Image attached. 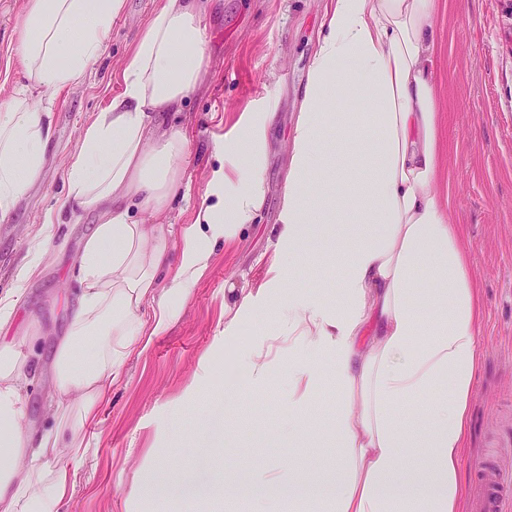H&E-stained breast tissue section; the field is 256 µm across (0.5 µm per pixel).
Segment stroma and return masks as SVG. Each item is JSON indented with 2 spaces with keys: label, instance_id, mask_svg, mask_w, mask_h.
Wrapping results in <instances>:
<instances>
[{
  "label": "stroma",
  "instance_id": "35a3bbf8",
  "mask_svg": "<svg viewBox=\"0 0 512 512\" xmlns=\"http://www.w3.org/2000/svg\"><path fill=\"white\" fill-rule=\"evenodd\" d=\"M23 0H0V104L26 84L19 61ZM159 0H126L112 39L84 80L56 100L47 161L39 181L0 221V297L12 294L35 252L43 260L16 299L8 335H37L51 360L54 335L67 322L69 273L96 215L86 211L50 242L38 232L62 194L66 164L84 127L112 95L121 71ZM327 0H214L204 21L209 80L180 115L189 140L182 181L189 191L164 218L169 241L192 223L206 192L213 146L239 112L271 108V150L264 171L268 193L255 224L231 244L215 242L210 265L181 306L177 320L150 349L130 358L95 422L86 425L88 460L74 479L65 512H254L246 488L257 473L278 478L292 463L302 479L324 483L342 460L336 446V395L324 386L303 412L288 406V339L275 322L271 372L262 393L249 381L244 357L261 326L246 321L224 333L229 283L256 286L274 250L288 149ZM506 0H438L433 30L439 46L436 78L448 166L437 179L482 287L479 324L485 347L475 385L470 429L461 459L463 512H475L474 464L492 459L512 486V16ZM300 418L316 435L288 436ZM167 473L165 494H141L144 479ZM210 478L205 494L176 493L175 477Z\"/></svg>",
  "mask_w": 512,
  "mask_h": 512
}]
</instances>
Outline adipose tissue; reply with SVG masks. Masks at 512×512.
Here are the masks:
<instances>
[{
  "instance_id": "adipose-tissue-1",
  "label": "adipose tissue",
  "mask_w": 512,
  "mask_h": 512,
  "mask_svg": "<svg viewBox=\"0 0 512 512\" xmlns=\"http://www.w3.org/2000/svg\"><path fill=\"white\" fill-rule=\"evenodd\" d=\"M126 0H25L26 85L0 105V219L37 182L51 140L53 104L82 82L104 52ZM211 0H160L127 56L122 90L85 127L66 168L58 214L97 215L71 280L75 285L49 384L54 423L31 424L25 390L41 369L34 340H0V512H62L87 445L82 433L132 355L166 333L209 265L217 240L234 242L265 200L271 110L239 113L216 146L219 163L179 260L167 268L162 223L188 142L169 114L204 81L202 21ZM435 0H329L299 117L288 143L274 256L255 287L229 286L224 333L277 315L288 326V403L303 411L331 376L339 397L335 485L296 476L251 488L262 506L281 493L308 494L318 512H462L460 459L484 347L479 290L469 276L448 197L438 110ZM354 164L338 171V158ZM334 191L315 187L320 170ZM350 213L355 232L325 249L337 294L296 290V260L314 223ZM148 213L143 224L131 211ZM429 287H422V279ZM324 356L326 371L308 355ZM447 399L417 421L401 412L442 381ZM409 448L438 463L414 468Z\"/></svg>"
}]
</instances>
